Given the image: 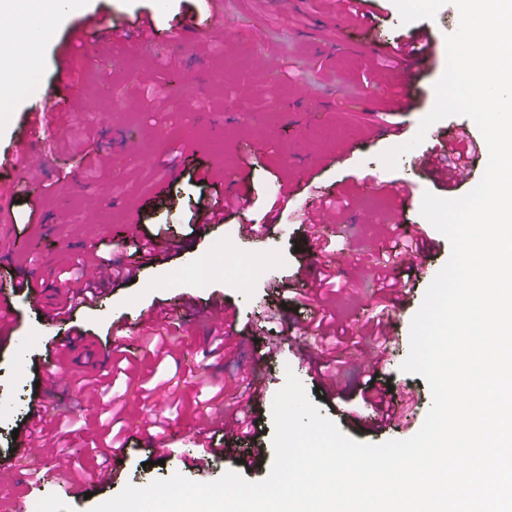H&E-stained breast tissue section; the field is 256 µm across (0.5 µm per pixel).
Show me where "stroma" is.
<instances>
[{
	"label": "stroma",
	"mask_w": 512,
	"mask_h": 512,
	"mask_svg": "<svg viewBox=\"0 0 512 512\" xmlns=\"http://www.w3.org/2000/svg\"><path fill=\"white\" fill-rule=\"evenodd\" d=\"M200 8L199 0H86L84 12L63 16L51 28L23 14L14 18L15 26L41 34V51L33 72L21 77L19 94L0 107V149L27 107L42 98L67 135L49 144L48 168L0 167V180L21 184L8 206L10 223L19 229V253L0 267V280L10 269L25 274L38 264L48 266L44 293L13 296L9 335L0 338V512H12L21 497L41 500L44 512H92L126 486L143 487L175 474L191 477L184 466L185 444H173L162 457L155 448L171 430L196 426L203 401L219 391L252 412L260 444L271 447L273 401L290 372L321 415L358 442L410 438L430 408L426 380L403 372L401 365L409 353L410 323L451 254L449 239L420 213L423 195L441 197L446 190L419 167L415 152L405 153L393 169L380 156L414 137L435 103L434 85L447 56L439 54L425 66L413 87L415 110L403 138L380 140L369 130L377 122L372 102L382 98L386 111H394V61L372 49L424 27L444 41L459 26L457 8L446 5L435 18L405 24L393 0H384L378 23L371 26L356 19L347 0H305L300 9L278 0H222L227 36L173 39L170 20ZM145 10L154 13L158 28L148 47L134 38L66 42L68 29L84 14L118 21ZM298 121L306 126L302 140L294 127ZM257 136L266 139L268 149L254 157L247 142ZM126 138L141 143V156L120 149ZM338 151L346 153L345 165L323 169L313 182L303 183L314 154ZM187 158L215 169L211 186L190 181ZM367 174L379 175L388 190L361 195L359 183ZM235 179L244 181L255 202L248 218H261L283 195L287 211L260 238L225 237V226L239 219L229 212L207 234L188 236L190 202L202 193L225 192ZM311 201L335 204L336 222L305 223L300 208ZM128 224L139 225L145 235L166 226L170 254L143 262L135 282L106 286L97 305L80 307L51 331L45 317L68 287L81 244L105 237L113 255L130 259ZM417 225L427 234L425 250L410 259L397 254L394 239ZM224 239L230 244L225 267L243 260L252 275L237 278L216 269L202 282L190 277V269L210 261L213 245ZM325 240L331 243L326 255L319 251ZM383 257L391 274L412 272L417 283L413 295L390 305L389 329L397 339L379 375L411 427L375 433L344 417L358 404L356 392L366 374L349 363L328 382L316 371L319 351L299 350L292 335L263 327L261 316L273 309L295 328L312 329L331 313L339 340L351 341L380 302L373 277ZM327 264L335 271L334 284L308 306H295V293L319 289ZM186 298L198 306L221 299L232 324L218 331L197 321L177 307ZM148 308L161 313L151 332L114 337V316L133 322ZM71 329L78 338L64 360H57L51 349L55 334ZM58 366L66 373L62 389L41 396L38 382ZM254 375L261 389L248 387L246 380ZM91 381L99 401L89 419L82 391ZM33 405L51 420L61 453L74 462L60 481L84 482L89 498L45 494L36 482L43 462L9 448ZM119 442L125 446L122 464L111 483L97 482L108 449Z\"/></svg>",
	"instance_id": "1"
}]
</instances>
